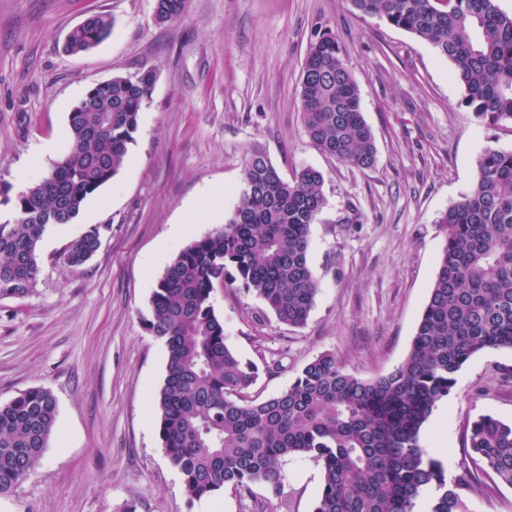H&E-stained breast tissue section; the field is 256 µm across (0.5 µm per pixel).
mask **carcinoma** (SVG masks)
<instances>
[{"instance_id": "carcinoma-1", "label": "carcinoma", "mask_w": 512, "mask_h": 512, "mask_svg": "<svg viewBox=\"0 0 512 512\" xmlns=\"http://www.w3.org/2000/svg\"><path fill=\"white\" fill-rule=\"evenodd\" d=\"M447 2L351 0L360 14L382 18L446 57L464 91L461 104L479 122L512 123V13L499 0ZM184 3L157 0L158 22L178 20ZM112 28L109 15H92L70 30L65 48L87 52ZM154 83L147 70L90 89L95 107L71 109L69 148L50 172L13 198L0 184V206L13 213L0 222V299L34 291L46 228L73 223L118 173ZM299 98L305 132L318 150L346 166H374L360 88L330 30L309 43ZM323 185V173L312 167L283 178L266 153L254 149L224 227L181 249L158 280L148 328L167 350L157 397L165 454L191 500L228 486L246 493L257 484L280 498L281 462L306 456L323 473L313 512H415L426 494L430 512H471L462 490L472 472L491 473L512 487V422L481 415L468 424L471 468L451 483L420 432L472 356L512 349V151L486 149L471 193L440 217L444 244L434 284L399 365L363 379L324 353L287 390L250 400L257 367L226 344L212 293L220 283L238 282L279 323L304 326L318 295L308 250L310 226L325 205ZM99 247L95 227L69 245L66 260L81 266ZM56 419V399L45 388L0 403V496L39 463Z\"/></svg>"}]
</instances>
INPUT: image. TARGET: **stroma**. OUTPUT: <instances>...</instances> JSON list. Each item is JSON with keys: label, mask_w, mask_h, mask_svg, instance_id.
I'll use <instances>...</instances> for the list:
<instances>
[{"label": "stroma", "mask_w": 512, "mask_h": 512, "mask_svg": "<svg viewBox=\"0 0 512 512\" xmlns=\"http://www.w3.org/2000/svg\"><path fill=\"white\" fill-rule=\"evenodd\" d=\"M156 0H0V182L15 186L32 150L47 147L30 182L63 156L68 114L86 91L123 75H156L120 171L71 224L47 228L35 290L0 300V402L50 390L58 425L39 465L0 496V512H313L322 481L302 456L282 464L284 495L224 489L188 502L162 448L153 400L164 343L148 329L150 299L172 258L224 225L245 159L263 149L284 178H325L310 227L319 282L304 327L279 324L240 285L215 289L227 344L258 367L251 396L288 389L330 353L372 378L407 355L443 245L438 219L471 191L485 149L512 150V124L479 123L462 105L452 65L428 42L363 16L350 0H186L181 19L154 20ZM115 19L90 52L66 53L87 16ZM331 28L357 81L377 161L345 166L309 140L299 80L310 39ZM27 169V168H26ZM99 229L80 267L65 252ZM512 420V350L472 356L437 403L422 440L441 433L448 478L466 463L465 431L481 415ZM472 512H512V488L481 476L464 489Z\"/></svg>", "instance_id": "stroma-1"}]
</instances>
